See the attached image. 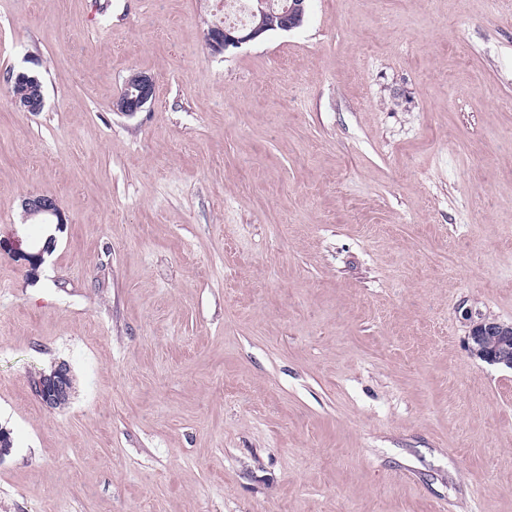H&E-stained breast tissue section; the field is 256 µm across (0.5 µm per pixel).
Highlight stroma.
Instances as JSON below:
<instances>
[{"label":"stroma","instance_id":"obj_1","mask_svg":"<svg viewBox=\"0 0 512 512\" xmlns=\"http://www.w3.org/2000/svg\"><path fill=\"white\" fill-rule=\"evenodd\" d=\"M219 21L0 0V512H512L466 319L512 323V0H308L225 54ZM10 82L13 88L16 84L26 85L27 91L22 94H13L14 103L24 112H39L44 107L42 82L37 73L32 71L12 72ZM155 84L151 76L135 73L127 80L123 91L114 100L113 109L127 116L141 112L152 103ZM23 212L26 218L40 216L43 221L42 224H53L52 222H47L51 221L53 217L57 219L56 224H61L62 222L56 199L47 194L26 197L23 201ZM72 390V378L66 365H60L50 375H41L34 383V391L40 401L49 408H57L68 400Z\"/></svg>","mask_w":512,"mask_h":512}]
</instances>
